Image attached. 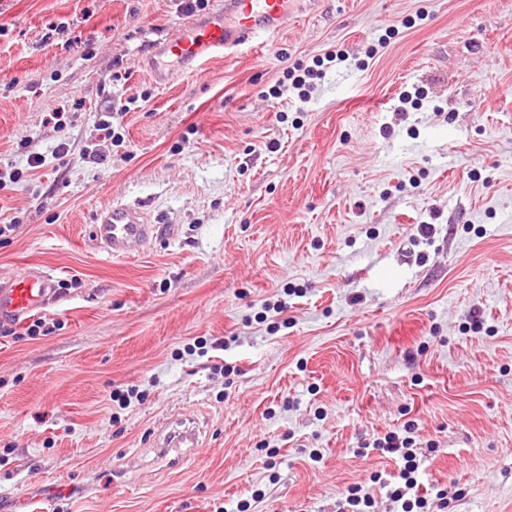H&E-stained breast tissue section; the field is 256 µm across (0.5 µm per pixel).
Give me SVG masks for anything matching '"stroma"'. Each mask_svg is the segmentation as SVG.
I'll list each match as a JSON object with an SVG mask.
<instances>
[{"label":"stroma","mask_w":512,"mask_h":512,"mask_svg":"<svg viewBox=\"0 0 512 512\" xmlns=\"http://www.w3.org/2000/svg\"><path fill=\"white\" fill-rule=\"evenodd\" d=\"M189 19L0 0V171L21 175L0 275L60 282L42 335L0 337V496L336 512L358 484L396 512L399 460L359 448L411 424L421 494L512 512V0H303L276 41L156 85L153 46ZM317 60L308 98L278 92ZM118 202L161 228L128 259L91 234ZM183 410L199 457L171 470L150 440ZM123 457L147 472L130 489Z\"/></svg>","instance_id":"stroma-1"}]
</instances>
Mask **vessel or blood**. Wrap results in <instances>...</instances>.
Listing matches in <instances>:
<instances>
[{"label": "vessel or blood", "instance_id": "obj_1", "mask_svg": "<svg viewBox=\"0 0 512 512\" xmlns=\"http://www.w3.org/2000/svg\"><path fill=\"white\" fill-rule=\"evenodd\" d=\"M295 0H224L222 10L206 20L191 21L176 37L158 41L150 58V70L159 84L169 83L171 63L200 65L215 57L239 54L242 49L274 39L294 14ZM159 231L142 208L115 204L99 212L92 234L113 258L130 256ZM55 278L34 268L25 276L0 277V318L18 319L45 305ZM198 445L195 433L173 431L158 437L156 446L169 467L188 462Z\"/></svg>", "mask_w": 512, "mask_h": 512}]
</instances>
